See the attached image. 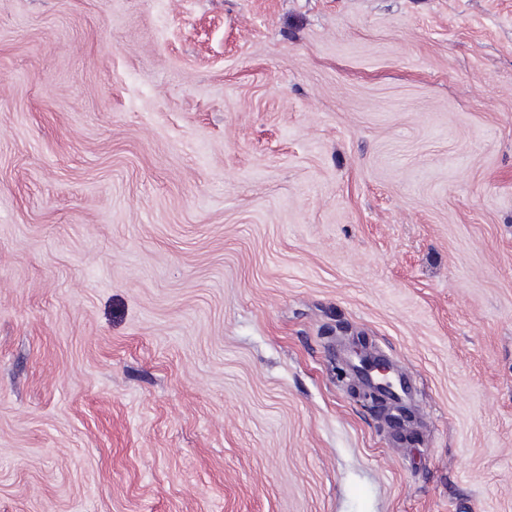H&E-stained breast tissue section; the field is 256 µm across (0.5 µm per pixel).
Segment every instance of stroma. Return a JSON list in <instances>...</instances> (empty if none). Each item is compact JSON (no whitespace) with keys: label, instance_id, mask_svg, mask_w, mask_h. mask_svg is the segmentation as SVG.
<instances>
[{"label":"stroma","instance_id":"35a3bbf8","mask_svg":"<svg viewBox=\"0 0 512 512\" xmlns=\"http://www.w3.org/2000/svg\"><path fill=\"white\" fill-rule=\"evenodd\" d=\"M0 512H512V0H0ZM350 356L358 359L363 369L369 374L368 379L361 376L354 368L352 374L358 381L356 394L358 398L371 405L390 401L397 409L400 398L392 388L393 376L396 373L394 365L382 356L368 353L365 343L358 341L349 347Z\"/></svg>","mask_w":512,"mask_h":512}]
</instances>
